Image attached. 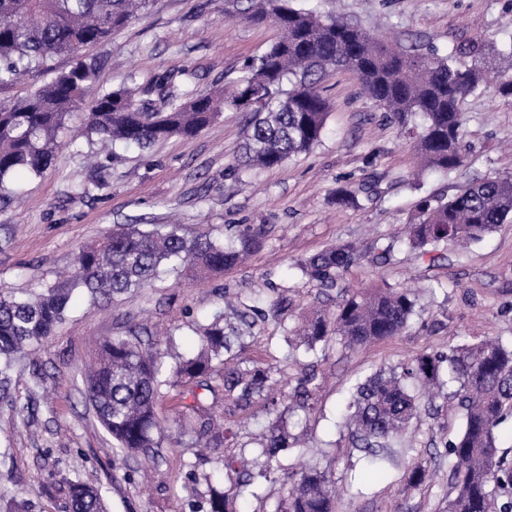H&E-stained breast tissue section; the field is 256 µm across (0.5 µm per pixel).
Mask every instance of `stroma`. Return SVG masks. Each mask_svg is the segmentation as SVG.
Instances as JSON below:
<instances>
[{
    "label": "stroma",
    "mask_w": 512,
    "mask_h": 512,
    "mask_svg": "<svg viewBox=\"0 0 512 512\" xmlns=\"http://www.w3.org/2000/svg\"><path fill=\"white\" fill-rule=\"evenodd\" d=\"M298 7L360 25L401 48L450 53L480 39L512 41V0H295ZM249 0H148L146 8L101 44L84 49L98 59V85L111 89L127 75L139 82L185 69L200 89L216 90L237 76L247 58L261 54L278 32L244 20ZM320 87L331 104L324 134L309 151L276 169L233 166L243 143L245 116L227 111L194 139H171L147 150H113L85 134L84 113L72 124L80 135L63 145L42 175L26 176L18 197L0 211V290L38 292L60 283L81 246L98 241L113 225L138 219L178 224L188 232L227 236L234 224L260 225V246L244 263L221 273L164 275L152 287L115 302L74 309L55 336L28 350L18 363L12 402H0V494L24 492L37 512H68L66 485L80 480L101 488L107 512H191L208 494L206 477L224 457L253 458L251 432L270 416L263 402L249 410L250 424L233 442L206 447L177 443L184 399L171 390L158 405L166 440L149 454L122 455L82 391L84 369L106 339L130 328L159 333L170 354L196 342L193 321L222 309L237 323L241 303L290 295L296 313L336 304L337 291L320 290L294 264L339 242L393 243L390 261H359L343 275L353 288L414 289L417 315L408 332L354 350H329L319 361L322 378L312 412L283 413L296 448L283 468L317 465L339 490L338 512H445L448 462L437 441L456 435L460 410L448 395L409 428L407 445L419 448L438 473L419 489L406 486L407 461L389 476L362 479L360 452L352 445L339 409L352 385L424 351H444L481 340L512 342V220L480 242L451 245L447 258L429 264L403 244L419 199L451 194L468 181L512 174V98L495 83L469 95L464 165L452 172L424 167L414 141L387 121L352 73L328 72ZM98 183L94 196L75 195L81 183ZM285 327L260 323L245 331L251 356L268 360L286 350ZM45 383L31 394L33 374Z\"/></svg>",
    "instance_id": "35a3bbf8"
}]
</instances>
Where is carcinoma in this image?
Returning <instances> with one entry per match:
<instances>
[{"label":"carcinoma","instance_id":"1","mask_svg":"<svg viewBox=\"0 0 512 512\" xmlns=\"http://www.w3.org/2000/svg\"><path fill=\"white\" fill-rule=\"evenodd\" d=\"M140 7L136 0H0V87L12 85L33 69H46L57 56H76L83 47L106 41L124 27ZM245 19L274 24L279 38L244 63L242 75L219 91L204 92L186 70L139 83L131 76L116 89L97 85L95 62L80 60L57 73L34 92L0 108V209L10 203L8 180L41 175L52 164L68 131L70 116L87 106L86 128L116 147L146 149L172 138L190 139L211 125L221 109L240 111L238 101L252 80L260 102L249 115L240 164L274 169L308 151L324 131L329 105L320 83L330 69H345L359 79L365 94L386 118L416 139L418 153L431 169L461 167L464 156L462 103L487 78V60L512 57V44L489 50L472 41L439 55L396 50L355 24L333 15L295 8L290 0H255ZM473 58L461 63L454 55ZM512 215V175L474 180L449 197L422 199L409 224L408 249L436 263L445 259L448 242H476ZM260 226L247 224L222 242L205 231L190 235L164 224H119L102 242L82 250L66 283L38 293L0 290V399L9 397L20 353L55 335L66 320L74 293L90 303L114 300L145 288L163 272H222L259 246ZM367 250L339 243L300 259L295 268L341 300L332 313L315 312L297 330L300 343L273 363L239 357L229 364L237 330L216 310L196 324V349L174 365L162 361L159 343L131 338L106 341L100 363L85 377L86 400L116 447L126 454L161 447L163 429L158 402L174 388L193 397L196 415H210L197 390L222 392L224 421L242 428L244 413L257 399L289 411L310 409L318 391L317 375L297 379L291 394L277 390L275 375L300 363V355L336 344L353 349L395 336L410 327L416 296L403 288L368 293L338 283L340 274ZM291 309L279 294L247 307L262 320L284 321ZM453 386L462 412L461 431L442 441L448 456L447 512H512V466L502 447L501 425L512 417V344L481 342L448 351L421 352L389 371L357 384L342 418L355 447L363 452L370 476H385L397 466L395 449L412 457L408 486L421 487L430 468L405 446L403 435L421 415L422 391ZM257 458L265 472L280 469L279 452L297 446L276 417L256 438ZM210 484L205 512H229V501L261 498L250 470L224 461ZM287 496L273 512H336V487L315 467L286 475ZM70 512H104L99 488L80 481L67 485Z\"/></svg>","mask_w":512,"mask_h":512}]
</instances>
